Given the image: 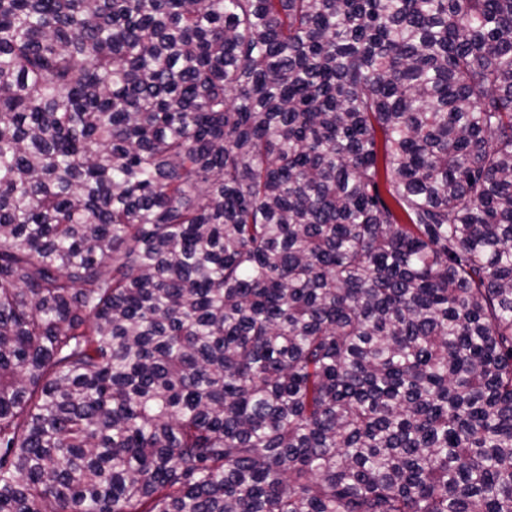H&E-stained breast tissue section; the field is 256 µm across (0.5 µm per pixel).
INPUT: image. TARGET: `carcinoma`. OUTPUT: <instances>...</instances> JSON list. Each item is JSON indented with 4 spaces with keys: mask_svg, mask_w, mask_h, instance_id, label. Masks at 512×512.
<instances>
[{
    "mask_svg": "<svg viewBox=\"0 0 512 512\" xmlns=\"http://www.w3.org/2000/svg\"><path fill=\"white\" fill-rule=\"evenodd\" d=\"M0 512H512V0H0Z\"/></svg>",
    "mask_w": 512,
    "mask_h": 512,
    "instance_id": "cac0c4a2",
    "label": "carcinoma"
}]
</instances>
